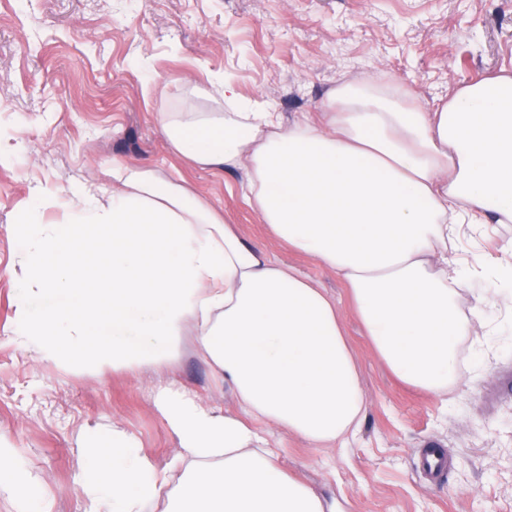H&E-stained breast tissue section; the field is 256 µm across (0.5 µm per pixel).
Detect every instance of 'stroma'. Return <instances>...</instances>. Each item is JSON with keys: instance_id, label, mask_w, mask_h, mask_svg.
<instances>
[{"instance_id": "obj_1", "label": "stroma", "mask_w": 512, "mask_h": 512, "mask_svg": "<svg viewBox=\"0 0 512 512\" xmlns=\"http://www.w3.org/2000/svg\"><path fill=\"white\" fill-rule=\"evenodd\" d=\"M502 70L512 72V0H0V430L45 484L47 512H81L89 432L132 434L161 466L177 452L151 401L156 387L173 382L235 409L194 336L165 368L114 373L42 363L13 335L18 219L31 188L60 192L79 178L108 188L116 163L186 183L335 299L363 421L341 448L271 430L288 472L340 512H512V298L484 314L495 335L474 327L480 350L464 359L463 384L442 397L410 389L374 353L336 274L269 234L244 200L243 173L178 156L155 123L161 111H224L218 79L288 122L319 111L341 79L380 73L431 106ZM22 123L29 149L18 154ZM457 252L476 267L512 256V224L463 225ZM431 445L451 457L438 486L416 470Z\"/></svg>"}]
</instances>
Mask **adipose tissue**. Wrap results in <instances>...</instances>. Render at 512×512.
Instances as JSON below:
<instances>
[{
	"instance_id": "adipose-tissue-1",
	"label": "adipose tissue",
	"mask_w": 512,
	"mask_h": 512,
	"mask_svg": "<svg viewBox=\"0 0 512 512\" xmlns=\"http://www.w3.org/2000/svg\"><path fill=\"white\" fill-rule=\"evenodd\" d=\"M217 92L225 111L157 113L172 150L243 172L271 235L343 282L389 371L446 394L460 380L462 342L512 282V259L479 272L448 251L464 221L512 223V74L476 78L431 109L372 75L342 81L318 119L288 124L247 111L229 83ZM57 207L63 221L45 222ZM19 221L14 333L39 360L81 351L116 371L162 366L192 328L237 405L229 414L159 389L155 409L180 448L164 468L132 435H90L82 512H336L277 464L262 432L325 448L358 428L364 397L332 297L142 166L113 164L108 189L33 187ZM108 446L117 452L104 464ZM1 494L17 512H44V486L2 432Z\"/></svg>"
}]
</instances>
